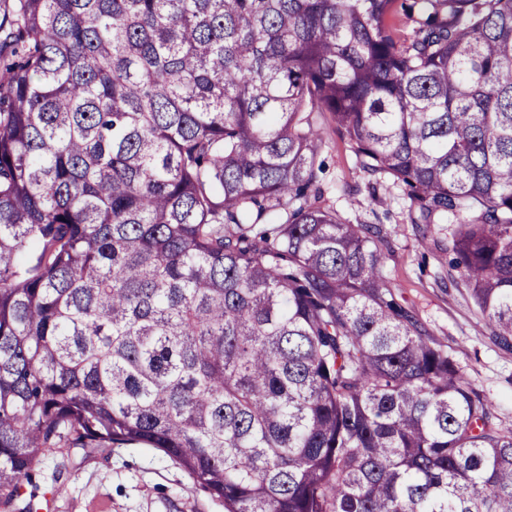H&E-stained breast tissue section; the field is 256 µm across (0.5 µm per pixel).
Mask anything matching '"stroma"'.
<instances>
[{
    "mask_svg": "<svg viewBox=\"0 0 512 512\" xmlns=\"http://www.w3.org/2000/svg\"><path fill=\"white\" fill-rule=\"evenodd\" d=\"M327 134V197L354 224H379L391 252L385 272L399 301L411 309L456 360L464 377L495 403L512 428V349L501 347L472 306L465 287H448L445 253L423 242L408 218L401 189L382 182L371 199L350 146L333 131L330 113L314 115ZM44 489L60 493L48 512H224L179 465L152 448H115L91 457L56 449L46 459Z\"/></svg>",
    "mask_w": 512,
    "mask_h": 512,
    "instance_id": "1",
    "label": "stroma"
}]
</instances>
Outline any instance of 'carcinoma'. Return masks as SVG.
<instances>
[{"label": "carcinoma", "instance_id": "carcinoma-1", "mask_svg": "<svg viewBox=\"0 0 512 512\" xmlns=\"http://www.w3.org/2000/svg\"><path fill=\"white\" fill-rule=\"evenodd\" d=\"M315 112L512 348V0H0V512L122 446L224 512H512V430L326 205Z\"/></svg>", "mask_w": 512, "mask_h": 512}]
</instances>
